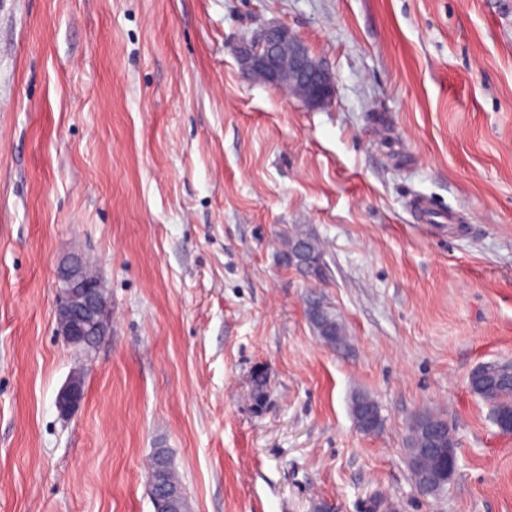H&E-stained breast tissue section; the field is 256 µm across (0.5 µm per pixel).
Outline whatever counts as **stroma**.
<instances>
[{
  "mask_svg": "<svg viewBox=\"0 0 512 512\" xmlns=\"http://www.w3.org/2000/svg\"><path fill=\"white\" fill-rule=\"evenodd\" d=\"M269 24L333 71L329 106L243 73ZM299 226L323 279L283 259ZM73 251L112 328L64 419ZM313 296L345 347L316 336ZM494 361L512 362V0H0V512H154L157 448L189 512H512V434L469 388ZM426 410L457 443L434 495L406 458ZM318 305L321 308L319 317H315L310 306L307 309L308 320L315 334L327 345L332 348H341L346 342L344 326L337 317L336 312L319 300ZM158 455H160L159 458H157ZM147 480L150 486L151 496L152 493L167 495L175 488L183 487L176 474L168 449H155L148 464Z\"/></svg>",
  "mask_w": 512,
  "mask_h": 512,
  "instance_id": "35a3bbf8",
  "label": "stroma"
}]
</instances>
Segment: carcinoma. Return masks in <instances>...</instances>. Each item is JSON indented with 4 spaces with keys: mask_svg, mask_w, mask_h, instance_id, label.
I'll return each instance as SVG.
<instances>
[{
    "mask_svg": "<svg viewBox=\"0 0 512 512\" xmlns=\"http://www.w3.org/2000/svg\"><path fill=\"white\" fill-rule=\"evenodd\" d=\"M288 264L312 279L323 276L324 248L322 242L304 229L297 228L285 241ZM320 316L307 310L308 320L315 334L332 348L346 342L344 326L336 312L324 302H319ZM471 391L492 406L494 423L512 415V363H486L478 366L469 377ZM407 451L426 448L423 466L427 470H441L447 457H457L453 430L444 423L442 416L429 411L411 419L406 438ZM150 492L166 495L182 486L172 463L169 450L155 449L147 468Z\"/></svg>",
    "mask_w": 512,
    "mask_h": 512,
    "instance_id": "1",
    "label": "carcinoma"
}]
</instances>
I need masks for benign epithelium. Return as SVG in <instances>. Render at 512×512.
I'll use <instances>...</instances> for the list:
<instances>
[{
    "instance_id": "benign-epithelium-1",
    "label": "benign epithelium",
    "mask_w": 512,
    "mask_h": 512,
    "mask_svg": "<svg viewBox=\"0 0 512 512\" xmlns=\"http://www.w3.org/2000/svg\"><path fill=\"white\" fill-rule=\"evenodd\" d=\"M244 73L274 88L287 87L311 109L331 103L335 75L286 26H269L246 41L240 56ZM60 293L56 304V331L64 342L90 350L107 334L110 308L101 283L86 274V266L72 257L58 268ZM84 398V382L74 376L59 393L56 406L70 415Z\"/></svg>"
}]
</instances>
